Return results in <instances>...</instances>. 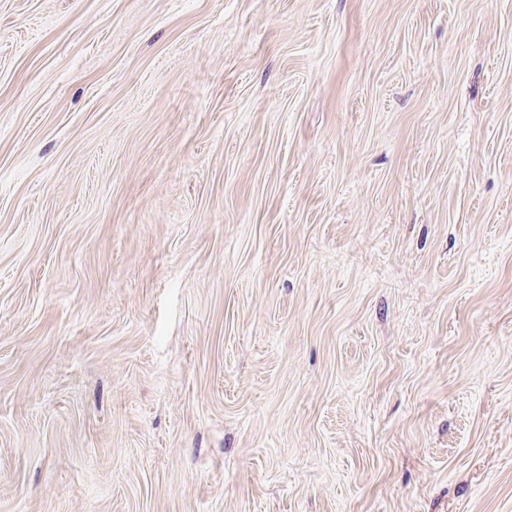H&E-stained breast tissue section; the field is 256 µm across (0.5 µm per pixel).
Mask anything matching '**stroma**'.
Returning <instances> with one entry per match:
<instances>
[{
	"label": "stroma",
	"instance_id": "35a3bbf8",
	"mask_svg": "<svg viewBox=\"0 0 512 512\" xmlns=\"http://www.w3.org/2000/svg\"><path fill=\"white\" fill-rule=\"evenodd\" d=\"M0 512H512V0H0Z\"/></svg>",
	"mask_w": 512,
	"mask_h": 512
}]
</instances>
